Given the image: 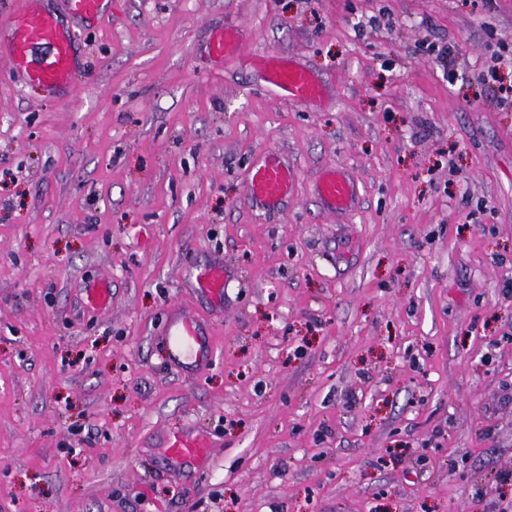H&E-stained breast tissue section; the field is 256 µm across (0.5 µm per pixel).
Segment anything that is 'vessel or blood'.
I'll return each instance as SVG.
<instances>
[{"instance_id":"obj_1","label":"vessel or blood","mask_w":512,"mask_h":512,"mask_svg":"<svg viewBox=\"0 0 512 512\" xmlns=\"http://www.w3.org/2000/svg\"><path fill=\"white\" fill-rule=\"evenodd\" d=\"M108 0H67L72 17L95 19L107 11ZM45 46L49 57L42 63H33V49ZM241 42L236 30L215 29L208 40L207 51L215 65H223L226 58L239 54ZM0 62L9 64L28 82L36 84L48 94H73V79L78 72L76 39L54 12L42 5V0H19L18 8L9 19L0 24ZM266 77L275 87L284 91L289 100L308 103L320 99L323 87L306 69L286 60H274L266 68ZM297 171L274 152L256 155L247 176L249 195L265 210L278 208L293 197ZM315 194L328 211L344 215L350 212L358 196L354 178L338 167L322 171ZM197 291L216 311L224 309L226 274L223 262H214L195 276ZM88 306L108 308L112 290L108 281L89 283L85 288ZM165 333L170 342L169 355L174 363L191 360L195 370H202L212 351L211 332L196 314L177 307L171 310ZM169 454L179 461L203 462L210 456L211 440L200 432L173 434L167 443Z\"/></svg>"}]
</instances>
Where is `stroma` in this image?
Returning <instances> with one entry per match:
<instances>
[{
	"instance_id": "1",
	"label": "stroma",
	"mask_w": 512,
	"mask_h": 512,
	"mask_svg": "<svg viewBox=\"0 0 512 512\" xmlns=\"http://www.w3.org/2000/svg\"><path fill=\"white\" fill-rule=\"evenodd\" d=\"M43 5L80 71L61 101L0 65V512L512 504V0ZM271 55L322 101L267 84ZM265 150L299 174L277 211L247 191ZM329 166L358 183L341 220L312 192ZM216 258L220 315L192 278ZM177 306L214 332L195 376L168 361ZM189 428L205 464L166 454ZM68 12L80 19H96L107 12L108 0H66ZM241 42L236 30L230 27L215 29L208 40L207 51L217 66L224 64V59L239 54ZM84 291L86 304L94 309H106L112 303V290L106 280L93 281Z\"/></svg>"
}]
</instances>
